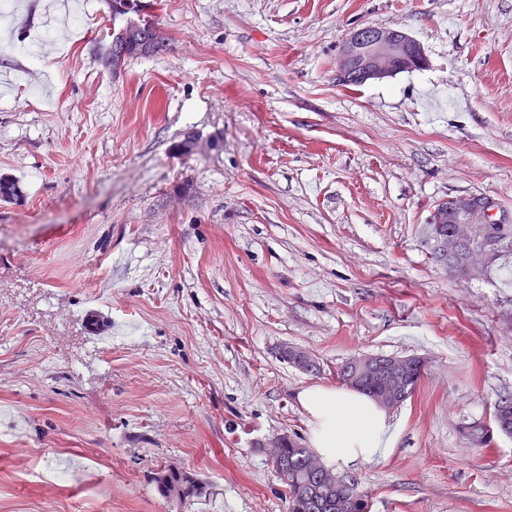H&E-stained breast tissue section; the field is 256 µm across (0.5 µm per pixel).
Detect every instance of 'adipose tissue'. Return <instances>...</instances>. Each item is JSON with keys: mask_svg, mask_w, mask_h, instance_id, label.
Returning <instances> with one entry per match:
<instances>
[{"mask_svg": "<svg viewBox=\"0 0 512 512\" xmlns=\"http://www.w3.org/2000/svg\"><path fill=\"white\" fill-rule=\"evenodd\" d=\"M298 402L308 418L310 445L327 462L366 461L393 444L385 413L354 389L315 385L303 389Z\"/></svg>", "mask_w": 512, "mask_h": 512, "instance_id": "ef3b65f1", "label": "adipose tissue"}]
</instances>
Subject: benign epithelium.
<instances>
[{"label":"benign epithelium","instance_id":"7a95c632","mask_svg":"<svg viewBox=\"0 0 512 512\" xmlns=\"http://www.w3.org/2000/svg\"><path fill=\"white\" fill-rule=\"evenodd\" d=\"M428 66L424 48L408 33L399 28L361 26L352 30L342 43L336 61V79L341 83L355 81L360 85L383 81L399 71L423 70ZM433 224H455L453 238L441 235L431 242L432 247L448 260V253L457 247L465 252L470 276L479 275L485 268L484 257L490 253L494 241L488 239L474 244L472 229L475 224H499L495 207L477 196L450 197L432 213ZM281 351L288 355V361L306 371L317 363V359L300 348L284 346ZM354 368L366 370L381 383L377 390L376 402L385 410L399 407L403 402L400 389L412 370L421 366L416 356L385 357L365 365L353 363ZM315 470H322L326 476L338 483L350 484L353 476L341 474L319 458L311 460Z\"/></svg>","mask_w":512,"mask_h":512}]
</instances>
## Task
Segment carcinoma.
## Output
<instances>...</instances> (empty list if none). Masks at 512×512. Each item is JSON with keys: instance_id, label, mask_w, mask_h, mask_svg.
<instances>
[{"instance_id": "1", "label": "carcinoma", "mask_w": 512, "mask_h": 512, "mask_svg": "<svg viewBox=\"0 0 512 512\" xmlns=\"http://www.w3.org/2000/svg\"><path fill=\"white\" fill-rule=\"evenodd\" d=\"M140 0H108L112 20L121 24L112 28L109 41L98 44L99 58L115 56L125 60L138 55L160 54L167 50L169 37L154 20L136 24L131 14L139 12ZM21 196L20 184L0 177V201L12 202ZM485 233L499 234V241L489 262L502 257L504 250L512 249V224H477L474 241L480 242ZM498 432L512 436V397L500 400L494 406L491 422H475L468 427L466 436L471 443L486 447L488 433ZM312 451L295 441L285 446L283 460L274 465L275 473L288 497L287 512H336L341 499L356 501L357 512H371V499L358 486L330 484L321 474L312 471L308 458ZM152 481L158 494L169 503L183 509L211 494L207 482L197 475L175 466H164L153 473Z\"/></svg>"}]
</instances>
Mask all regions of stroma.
<instances>
[{"label":"stroma","mask_w":512,"mask_h":512,"mask_svg":"<svg viewBox=\"0 0 512 512\" xmlns=\"http://www.w3.org/2000/svg\"><path fill=\"white\" fill-rule=\"evenodd\" d=\"M56 2L0 21V512H170L160 464L211 484L188 512H287L263 443L308 445L298 393L359 355L428 362L346 469L372 512H512V437L465 434L512 396V257L422 242L451 196L512 224V0H163L116 75L107 0ZM364 25L428 67L340 85Z\"/></svg>","instance_id":"1"}]
</instances>
